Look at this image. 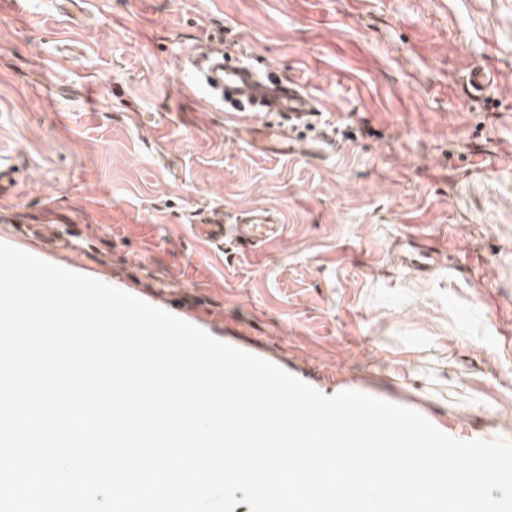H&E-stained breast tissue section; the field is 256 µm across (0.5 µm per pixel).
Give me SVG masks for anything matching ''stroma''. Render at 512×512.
I'll return each instance as SVG.
<instances>
[{
  "instance_id": "obj_1",
  "label": "stroma",
  "mask_w": 512,
  "mask_h": 512,
  "mask_svg": "<svg viewBox=\"0 0 512 512\" xmlns=\"http://www.w3.org/2000/svg\"><path fill=\"white\" fill-rule=\"evenodd\" d=\"M219 39L313 94L336 146L244 144L190 85ZM484 68L482 97L465 93ZM0 163L13 213L90 241L59 263L168 302L314 389L355 387L460 440L512 443V0H0ZM274 215L258 252L191 219ZM444 249L398 265L395 236ZM301 140L297 141V144H291L289 150L295 153L302 154L306 157L311 158H322L325 151V146H331L334 143L333 136H329L325 133L319 139L312 140L310 142L300 143Z\"/></svg>"
}]
</instances>
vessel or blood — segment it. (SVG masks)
<instances>
[{
	"label": "vessel or blood",
	"mask_w": 512,
	"mask_h": 512,
	"mask_svg": "<svg viewBox=\"0 0 512 512\" xmlns=\"http://www.w3.org/2000/svg\"><path fill=\"white\" fill-rule=\"evenodd\" d=\"M188 63L196 71V81L213 103L235 107L239 112H267L280 117L273 133L277 142L288 139L290 121L312 118L319 110L315 97L299 83L280 75L275 69L259 73L228 53L223 45L212 42L199 47ZM195 236L209 244L230 245L241 252L260 247L280 237L282 227L258 217L241 224H228L221 210L199 211L194 219ZM399 250L400 265L428 276L434 274L439 260L434 253L419 245L416 236L403 234L394 241Z\"/></svg>",
	"instance_id": "vessel-or-blood-1"
}]
</instances>
